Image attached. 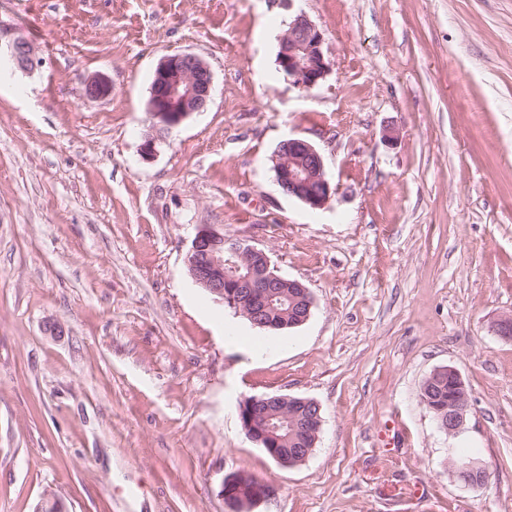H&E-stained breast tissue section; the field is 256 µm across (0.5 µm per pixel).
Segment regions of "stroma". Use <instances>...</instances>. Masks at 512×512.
<instances>
[{"instance_id":"obj_1","label":"stroma","mask_w":512,"mask_h":512,"mask_svg":"<svg viewBox=\"0 0 512 512\" xmlns=\"http://www.w3.org/2000/svg\"><path fill=\"white\" fill-rule=\"evenodd\" d=\"M333 67L277 70L295 13ZM39 49L0 63V512H225L221 482L273 483L254 512H512V0H0ZM191 51L205 111L143 158L154 69ZM100 74L108 98L82 86ZM322 154L313 210L270 157ZM201 224L305 285L309 320L249 324L189 275ZM454 367L470 406L448 436L421 402ZM316 401L288 468L240 400ZM466 453L483 485L452 474ZM271 162L282 192L310 209H322L336 190L327 177L322 155L305 139L282 141L271 156ZM285 400H288L289 402H292L293 404L303 405L311 410V412L307 416V421L304 424V427H302L300 430L307 431L308 434H310L312 436V438L314 439V443L311 448H314L315 443L317 442V440L319 438V434L321 432L322 422H323V419L320 416L321 408H320L319 404L317 402H315L314 400L306 399V398H291V397H289L288 399H285Z\"/></svg>"}]
</instances>
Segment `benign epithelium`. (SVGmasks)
Instances as JSON below:
<instances>
[{
	"mask_svg": "<svg viewBox=\"0 0 512 512\" xmlns=\"http://www.w3.org/2000/svg\"><path fill=\"white\" fill-rule=\"evenodd\" d=\"M324 33L304 13L296 14L280 37L277 64L279 70L296 87L310 90L318 86L330 73L332 64L324 53ZM5 57L17 68L28 71L39 63L36 47L16 29L0 22V57ZM213 74L208 63L199 55L183 51L160 59L152 77L150 97L146 104L152 132L145 135L140 145L141 155L150 158L157 152L161 133L180 125L196 112L204 111L212 98ZM112 86L107 78L93 76L86 80L83 97L103 99L110 96ZM275 180L282 192L295 198L312 210L323 208L334 194L325 170L322 155L309 141L289 138L282 141L271 156ZM224 239V232L209 224L197 227L184 262L192 279L202 288L229 303L239 314L249 318L253 325L266 326L273 318L274 299L286 289L300 293L302 307L282 315L285 324L294 327L311 317L314 298L308 288L297 280L277 273L265 250L244 240L229 242L227 252L214 244ZM448 373L453 390L448 394L447 416H439L440 428L448 435H457L464 426L469 408V394L464 381L453 367H442L433 373ZM279 398L252 396L241 401L239 409L246 410L240 419L248 438L284 467L302 464L300 454L284 448L270 447V437L282 427L296 430L288 415L274 410ZM288 401L310 409L304 427L300 428L318 439L323 419L317 402L306 398H288ZM454 476L467 484H481L487 475L476 460L465 464L453 463ZM276 493L274 486L255 476L239 472L222 482L221 495L226 512H253L261 503Z\"/></svg>",
	"mask_w": 512,
	"mask_h": 512,
	"instance_id": "1",
	"label": "benign epithelium"
}]
</instances>
